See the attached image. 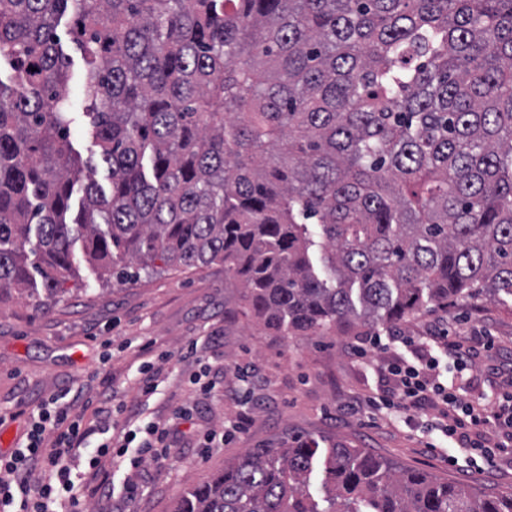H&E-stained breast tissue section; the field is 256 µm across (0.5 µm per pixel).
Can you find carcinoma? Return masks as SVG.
Wrapping results in <instances>:
<instances>
[{
    "label": "carcinoma",
    "mask_w": 512,
    "mask_h": 512,
    "mask_svg": "<svg viewBox=\"0 0 512 512\" xmlns=\"http://www.w3.org/2000/svg\"><path fill=\"white\" fill-rule=\"evenodd\" d=\"M66 14L106 187L70 141ZM1 58L0 292L57 296L79 244L108 281L221 264L282 336L512 296V0H0ZM174 512H512V492L298 440Z\"/></svg>",
    "instance_id": "cac0c4a2"
}]
</instances>
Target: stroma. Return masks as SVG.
<instances>
[{
  "mask_svg": "<svg viewBox=\"0 0 512 512\" xmlns=\"http://www.w3.org/2000/svg\"><path fill=\"white\" fill-rule=\"evenodd\" d=\"M70 66V140L82 160L96 162L93 127L87 115L82 53L67 26H59ZM75 274L58 301L42 303L33 291L0 293V455L9 454L24 430L17 412L29 411L41 397L63 388L112 390V419L124 426L131 408L166 423L175 432L221 429L242 410L252 422L246 434L208 454L195 441L178 442L172 457L137 471L113 467L115 485L131 481L136 497L115 495L112 512H171L188 487L222 471L225 460L248 448H277L293 438H312L321 447L364 448L403 467H418L448 481L486 492L512 491V453H498L483 469L468 459L449 463L442 449L429 447L432 417L389 422L373 409L340 417L337 405L361 396L376 383L371 368L344 351L343 336H279L255 320L236 314L239 294L225 287L224 268L139 273L126 281L102 282L83 254L74 257ZM449 327L472 336L494 337L500 360L512 362V303L480 298L448 307ZM113 338L115 350L103 347ZM197 341L198 359L177 352ZM153 362L162 393L139 403L137 367ZM259 378L239 399L199 395L190 378L206 370L216 384L232 382L236 369ZM195 404L192 423L176 417L180 406Z\"/></svg>",
  "mask_w": 512,
  "mask_h": 512,
  "instance_id": "35a3bbf8",
  "label": "stroma"
}]
</instances>
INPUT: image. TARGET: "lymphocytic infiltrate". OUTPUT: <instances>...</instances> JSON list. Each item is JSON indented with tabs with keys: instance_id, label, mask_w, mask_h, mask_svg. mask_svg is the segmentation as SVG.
I'll return each mask as SVG.
<instances>
[{
	"instance_id": "f902f5d3",
	"label": "lymphocytic infiltrate",
	"mask_w": 512,
	"mask_h": 512,
	"mask_svg": "<svg viewBox=\"0 0 512 512\" xmlns=\"http://www.w3.org/2000/svg\"><path fill=\"white\" fill-rule=\"evenodd\" d=\"M493 340L476 347L464 333L450 334L448 320L437 317L421 333L398 329L364 336L347 343L346 352L372 365L380 382L361 400L341 404L354 413L366 404L380 415L413 416L435 412V425L452 448L478 452L493 460L496 448L486 433L490 421L512 430V391L505 408L476 398L463 400L466 382L444 383V369L460 372L491 350ZM167 425L147 423L142 430H113L112 397L72 396L62 401L53 392L41 399L27 418V429L10 456H0V512H85L87 501L111 497L112 463L128 458L131 467L172 452ZM97 438L93 455L83 457L90 438Z\"/></svg>"
}]
</instances>
